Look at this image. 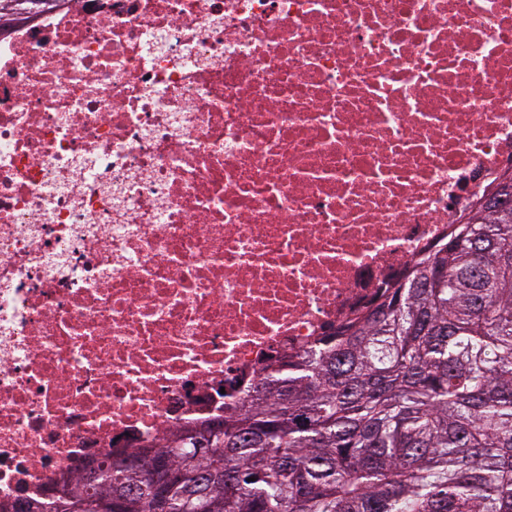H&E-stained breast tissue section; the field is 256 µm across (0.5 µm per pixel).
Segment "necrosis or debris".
Listing matches in <instances>:
<instances>
[{"label":"necrosis or debris","instance_id":"1","mask_svg":"<svg viewBox=\"0 0 512 512\" xmlns=\"http://www.w3.org/2000/svg\"><path fill=\"white\" fill-rule=\"evenodd\" d=\"M512 170V0H60L0 25V512L223 415Z\"/></svg>","mask_w":512,"mask_h":512}]
</instances>
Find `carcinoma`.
<instances>
[{"label":"carcinoma","instance_id":"carcinoma-1","mask_svg":"<svg viewBox=\"0 0 512 512\" xmlns=\"http://www.w3.org/2000/svg\"><path fill=\"white\" fill-rule=\"evenodd\" d=\"M142 458L186 479L159 502ZM97 470L14 512H512V178L243 405Z\"/></svg>","mask_w":512,"mask_h":512}]
</instances>
